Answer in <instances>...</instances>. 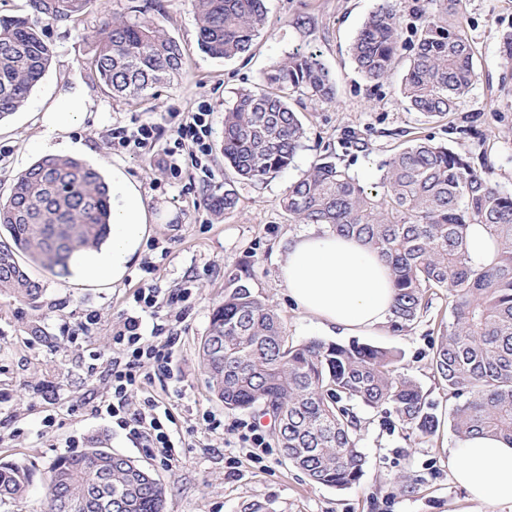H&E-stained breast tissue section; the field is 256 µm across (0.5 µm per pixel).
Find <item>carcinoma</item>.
<instances>
[{"mask_svg": "<svg viewBox=\"0 0 512 512\" xmlns=\"http://www.w3.org/2000/svg\"><path fill=\"white\" fill-rule=\"evenodd\" d=\"M25 15H0V121L29 100L53 59L44 27L79 23L91 0H27ZM418 17L414 54L400 94L427 118L456 110L477 73L465 32L463 0H433ZM197 46L213 58L249 51L267 25L264 0H192ZM91 69L114 100H138L181 80L186 49L160 21L130 22L107 13L84 33ZM403 42L394 0L377 7L350 51L370 81L386 80ZM336 77L313 54L295 53L265 72L224 113L221 149L240 180L263 181L287 169L303 138L288 104L293 93L331 102ZM379 188L368 190L336 163L322 159L291 184L282 206L296 224H326L362 241L393 273V314L400 326L419 316L426 295H452L453 323L440 337L430 367L458 399L450 426L462 441L491 435L512 443V194L461 155L415 137L385 164ZM232 189L203 204L229 211ZM111 191L99 170L73 157L46 156L18 173L0 203V294L37 306L41 281L21 262L66 274L72 256L109 237ZM487 227L493 264H468L466 231ZM210 391L230 410L271 415L284 456L317 485L344 489L364 472L354 406L392 408L400 421L431 436L442 421L422 387L398 370L391 349L352 341L293 344L281 317L248 286H230L199 344ZM133 461L108 448L59 458L46 484L47 512H164L165 489L153 477L133 480ZM28 475L0 461V502L25 490Z\"/></svg>", "mask_w": 512, "mask_h": 512, "instance_id": "1", "label": "carcinoma"}]
</instances>
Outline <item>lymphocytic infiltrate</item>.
Returning a JSON list of instances; mask_svg holds the SVG:
<instances>
[{"label":"lymphocytic infiltrate","instance_id":"lymphocytic-infiltrate-1","mask_svg":"<svg viewBox=\"0 0 512 512\" xmlns=\"http://www.w3.org/2000/svg\"><path fill=\"white\" fill-rule=\"evenodd\" d=\"M212 115L208 103H200L196 111L187 113L178 127L176 146L191 143L196 158L210 156L212 152ZM147 275L142 286L134 294L139 308L137 314L124 318L113 331L112 359L105 368L109 387L90 412L96 416L111 418L113 426L126 431L141 447L164 466H173V432L170 428L175 417L168 407L145 396L139 406H131L129 393L145 388L152 380L163 378L179 383L172 362L181 341L176 323L182 313L173 318L160 314L161 306L176 307L190 297L189 290L166 293L152 275L154 266H145Z\"/></svg>","mask_w":512,"mask_h":512}]
</instances>
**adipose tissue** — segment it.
<instances>
[{
  "label": "adipose tissue",
  "instance_id": "obj_1",
  "mask_svg": "<svg viewBox=\"0 0 512 512\" xmlns=\"http://www.w3.org/2000/svg\"><path fill=\"white\" fill-rule=\"evenodd\" d=\"M149 221L137 184L123 173H113L110 239L100 250L75 259L74 278L120 281L142 246ZM278 275L289 299L325 329L373 330L393 316L391 269L356 239L315 229L299 234L290 240ZM449 459L453 478L470 501L512 505V444L475 436L450 448Z\"/></svg>",
  "mask_w": 512,
  "mask_h": 512
}]
</instances>
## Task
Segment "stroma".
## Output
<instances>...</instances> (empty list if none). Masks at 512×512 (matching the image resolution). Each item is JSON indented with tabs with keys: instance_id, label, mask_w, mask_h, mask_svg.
<instances>
[{
	"instance_id": "stroma-1",
	"label": "stroma",
	"mask_w": 512,
	"mask_h": 512,
	"mask_svg": "<svg viewBox=\"0 0 512 512\" xmlns=\"http://www.w3.org/2000/svg\"><path fill=\"white\" fill-rule=\"evenodd\" d=\"M377 0H265L270 27L251 50L232 59H217L198 50L196 18L190 0H93L80 27L53 26L47 40L53 61L34 88L28 105L0 121V197L7 196L15 176L41 159L34 142L45 135L44 110L55 107L71 88L82 87L90 100L84 119L54 133L53 143H82V160L104 178L121 170L139 186L158 223L148 225L147 248L131 260L121 281L79 283L71 275L35 269L45 288L39 308L0 296V459L28 468L26 493L0 504V512H44L46 478L58 458L70 455V440L81 449L109 448L148 468L167 489L165 512H512V505L475 503L451 474L448 450L455 441L447 417L454 403L448 388L434 377L432 348L453 322L448 291L437 290L418 319L397 329L386 324L371 331L340 334L318 328L287 298L278 262L288 242L304 232L281 205L288 186L308 175L316 161L329 156L367 187L378 183L395 148L419 135L447 146L479 171H491L502 190L512 192V68L498 64L500 41L512 31V0H463L465 31L477 54V79L460 99L456 112L429 119L409 110L399 95L401 78L412 52L401 50L391 76L373 83L355 68L350 45ZM134 21L161 15L168 33L187 49L186 76L180 87L158 88L142 102L113 100L94 81L87 61L91 45L81 29L93 27L102 12ZM315 52L336 76L333 103L312 100L302 92L289 101L305 128V138L288 169L261 182L237 180L221 149L204 164L188 150L178 151L179 178L165 167L164 151L173 147L176 127L199 102L213 110V141H220L224 112L242 89L296 52ZM145 122L158 124L161 135L150 149L121 148L112 130ZM232 189L238 204L230 211L203 207L208 194ZM156 267L162 288L191 289L187 317L180 324L176 367L185 391L176 397L167 381L156 379L149 392L168 404L178 424L173 455L176 465L163 467L107 417L91 415L81 402L105 391L103 375H89L91 357L112 358V328L136 309L143 265ZM242 278L272 307L288 327V339H318L346 344L357 340L397 350L399 369L422 387L443 423L435 436L406 429L389 410L358 408L359 446L366 456L362 477L338 490L309 482L281 449L264 465L239 456L232 426L251 419L248 411L225 409L210 392L198 362V346L209 329L214 308L233 278ZM99 322L81 328L87 314ZM39 326L41 338L31 334ZM52 385L55 401L37 393ZM214 413L224 427L211 433L195 429L198 415ZM55 415L46 437L42 421ZM238 457V472L229 475L226 461Z\"/></svg>"
}]
</instances>
